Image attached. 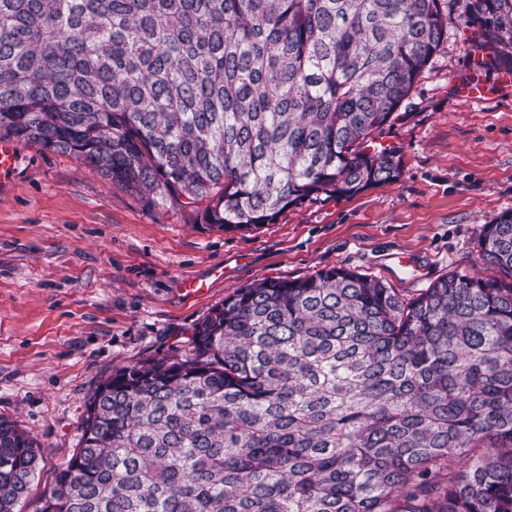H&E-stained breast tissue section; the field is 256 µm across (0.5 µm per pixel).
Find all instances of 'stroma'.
Wrapping results in <instances>:
<instances>
[{
	"label": "stroma",
	"instance_id": "35a3bbf8",
	"mask_svg": "<svg viewBox=\"0 0 512 512\" xmlns=\"http://www.w3.org/2000/svg\"><path fill=\"white\" fill-rule=\"evenodd\" d=\"M460 8L448 38L376 132L400 149L398 182L285 209L275 223L227 232L167 202L145 205L68 154L15 145L0 186V417L42 445L19 512H36L79 447L85 404L112 370L181 345L193 324L259 278L345 266L413 296L451 272L492 275L477 239L512 211V61L474 67ZM474 80L476 102L458 93ZM190 279L207 292L187 295Z\"/></svg>",
	"mask_w": 512,
	"mask_h": 512
}]
</instances>
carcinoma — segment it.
Masks as SVG:
<instances>
[{
  "label": "carcinoma",
  "mask_w": 512,
  "mask_h": 512,
  "mask_svg": "<svg viewBox=\"0 0 512 512\" xmlns=\"http://www.w3.org/2000/svg\"><path fill=\"white\" fill-rule=\"evenodd\" d=\"M462 2L512 58V0ZM448 0H0V139L73 155L226 231L399 180L373 134ZM414 297L339 266L239 288L183 350L122 367L38 512H512V212ZM41 445L0 418V512Z\"/></svg>",
  "instance_id": "1"
}]
</instances>
